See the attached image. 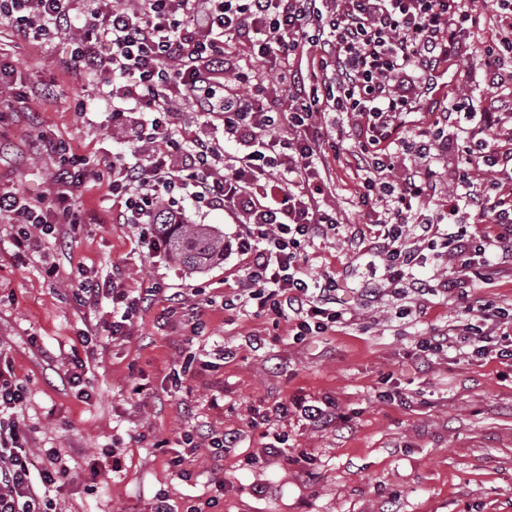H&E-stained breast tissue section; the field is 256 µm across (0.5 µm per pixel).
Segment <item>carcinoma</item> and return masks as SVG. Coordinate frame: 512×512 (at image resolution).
I'll use <instances>...</instances> for the list:
<instances>
[{"mask_svg":"<svg viewBox=\"0 0 512 512\" xmlns=\"http://www.w3.org/2000/svg\"><path fill=\"white\" fill-rule=\"evenodd\" d=\"M154 231L166 250L189 269L224 260V236L202 224H157Z\"/></svg>","mask_w":512,"mask_h":512,"instance_id":"cac0c4a2","label":"carcinoma"}]
</instances>
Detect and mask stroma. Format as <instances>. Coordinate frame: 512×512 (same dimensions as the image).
I'll return each instance as SVG.
<instances>
[{
  "mask_svg": "<svg viewBox=\"0 0 512 512\" xmlns=\"http://www.w3.org/2000/svg\"><path fill=\"white\" fill-rule=\"evenodd\" d=\"M485 40V33H471L459 74L439 98L480 95ZM68 52L64 39L19 41L0 20V58L31 89L0 114V188L32 199L53 193L57 159L44 147L48 140L67 142L100 165L126 151L133 132L109 122L100 75L58 71ZM323 163L322 208L346 224L368 223L351 169L330 153ZM78 203L101 223L46 237L38 252L21 257L12 246L16 225L0 220V350L28 392L35 463L56 448L77 473L57 495L59 512H151L160 492L185 512L213 495L214 476L223 479L224 496L212 512H512V378L505 365L452 349L428 368L414 354L419 336L456 321L457 298L427 301L421 317L401 319L398 300L370 304L349 291L344 299L358 314L356 324L297 344L291 322L275 327L223 309L225 287L239 276L238 256L194 272L141 247L135 229L116 220L104 175L88 179ZM49 261L57 278L44 272ZM117 268L125 288L150 296L124 341L104 329L110 302L89 309L71 297L78 270L102 279ZM219 345L233 358L214 361ZM76 357L89 367L86 402L61 380ZM185 364L190 373L174 386L169 372ZM383 384L399 402L377 401ZM214 394L220 405L211 404ZM325 394L353 412L352 421L319 427L289 419L288 450L300 463L279 457L247 465L262 443L248 425L252 410ZM233 429L241 435L238 448L221 459L200 448L178 473L158 446L186 431Z\"/></svg>",
  "mask_w": 512,
  "mask_h": 512,
  "instance_id": "stroma-1",
  "label": "stroma"
}]
</instances>
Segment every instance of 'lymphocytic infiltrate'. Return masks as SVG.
<instances>
[{
    "label": "lymphocytic infiltrate",
    "instance_id": "obj_1",
    "mask_svg": "<svg viewBox=\"0 0 512 512\" xmlns=\"http://www.w3.org/2000/svg\"><path fill=\"white\" fill-rule=\"evenodd\" d=\"M498 4L483 46L487 94L477 101L456 94L423 128L407 118L429 109L465 46L464 29L481 28L477 0H0V20L24 40H49L75 27L59 70L99 73L113 100V126L147 114L146 132L105 165L120 223L156 250L158 212L173 224L185 223L189 206L236 214L241 222L225 236L224 253L241 256L244 266L224 308L275 326L293 322L300 343L354 321L341 275L308 268L310 249L336 236L363 261L362 296L402 300L405 318L421 312L425 297L492 284L500 265L512 263V192L500 179L512 165V148L497 141L512 107V0ZM242 45L287 86L286 108L272 110L252 69L234 68L232 84H225ZM181 97L193 101L207 125H222L223 141L177 129ZM349 115L364 130L355 145L342 132ZM452 128L471 131L474 142L460 145L448 135ZM227 142L235 152L224 150ZM327 147L353 166L356 196L377 229L374 241L362 227L340 226L321 210ZM52 151L59 165L50 196L32 200L15 188L0 190V218L25 226L13 238L20 253L40 248L27 225L50 236L57 225L86 221L76 200L88 164L66 143ZM451 151L458 164L447 177L448 197L437 210H424L420 203L433 197L441 176L435 163ZM408 154L413 164H405ZM426 265L439 275H417ZM74 297L84 307L111 301L115 340L130 336L145 303L121 281L95 277L81 279ZM461 313L465 328L449 324L417 340L424 358L462 345L472 357L512 360L511 306L468 297ZM26 407L27 390L0 355V512H58L57 494L71 469L55 449L46 465H34ZM295 414L314 425L338 417L328 395L255 413L248 425L263 428L265 441L248 456L250 465L285 455L277 427Z\"/></svg>",
    "mask_w": 512,
    "mask_h": 512
}]
</instances>
